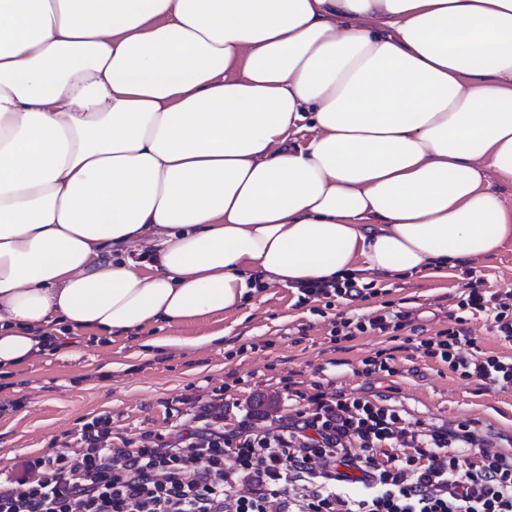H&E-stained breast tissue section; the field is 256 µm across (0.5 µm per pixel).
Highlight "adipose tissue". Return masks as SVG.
<instances>
[{"label":"adipose tissue","instance_id":"ef3b65f1","mask_svg":"<svg viewBox=\"0 0 512 512\" xmlns=\"http://www.w3.org/2000/svg\"><path fill=\"white\" fill-rule=\"evenodd\" d=\"M497 181L512 0H0V369L494 256Z\"/></svg>","mask_w":512,"mask_h":512}]
</instances>
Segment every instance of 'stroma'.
<instances>
[{
  "mask_svg": "<svg viewBox=\"0 0 512 512\" xmlns=\"http://www.w3.org/2000/svg\"><path fill=\"white\" fill-rule=\"evenodd\" d=\"M488 289L512 290V242L498 254L448 263L428 275L366 280L365 298L298 304L293 289L267 288L238 309L195 323L160 322L141 331L102 337L79 332L77 342L31 357L0 376V469L15 455L41 456L52 442L73 440L94 416H112V433L131 441L145 431L168 433L182 400L224 391V430H240L250 401L263 398L256 428L277 424L294 406L286 383L312 393L315 385L378 401H396L414 418L482 420L494 441H512V390L482 389L421 356L410 345L360 334L331 342L333 322L348 313L371 314L384 304L409 312L425 336L446 329L459 296L476 279ZM186 339L183 347L154 346L151 338ZM202 345H194L197 337ZM391 350L393 375L367 373L364 362Z\"/></svg>",
  "mask_w": 512,
  "mask_h": 512,
  "instance_id": "1",
  "label": "stroma"
}]
</instances>
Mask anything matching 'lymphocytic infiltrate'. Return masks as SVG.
<instances>
[{
  "label": "lymphocytic infiltrate",
  "mask_w": 512,
  "mask_h": 512,
  "mask_svg": "<svg viewBox=\"0 0 512 512\" xmlns=\"http://www.w3.org/2000/svg\"><path fill=\"white\" fill-rule=\"evenodd\" d=\"M476 314L512 342V292L475 285L452 326L418 347L463 379L511 389L512 358L474 351L467 323ZM409 325L407 313L383 309L343 319L331 334L348 341ZM223 420L219 393L170 437L117 441L111 416L96 417L74 451L16 457L0 476V512H512V454L492 451L474 420L427 424L392 404L324 391L273 428L228 433Z\"/></svg>",
  "instance_id": "f902f5d3"
}]
</instances>
